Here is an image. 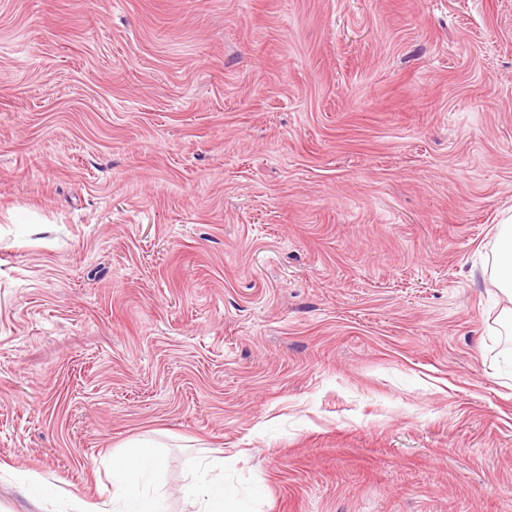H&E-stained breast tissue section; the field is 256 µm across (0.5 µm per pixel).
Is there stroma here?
Masks as SVG:
<instances>
[{
	"label": "stroma",
	"instance_id": "35a3bbf8",
	"mask_svg": "<svg viewBox=\"0 0 512 512\" xmlns=\"http://www.w3.org/2000/svg\"><path fill=\"white\" fill-rule=\"evenodd\" d=\"M511 212L512 0H0V512H512ZM491 282L507 304L512 305V214L504 217L499 225ZM133 448L120 455L112 466V504L121 503L119 508H111L106 501L95 502L73 499L75 512H167L162 500L150 494L149 488L157 477L161 458L155 446L147 441H136ZM199 499V498H198ZM198 512H223L224 508V483L209 480L205 483Z\"/></svg>",
	"mask_w": 512,
	"mask_h": 512
}]
</instances>
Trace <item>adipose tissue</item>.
Listing matches in <instances>:
<instances>
[{
  "label": "adipose tissue",
  "instance_id": "ef3b65f1",
  "mask_svg": "<svg viewBox=\"0 0 512 512\" xmlns=\"http://www.w3.org/2000/svg\"><path fill=\"white\" fill-rule=\"evenodd\" d=\"M491 282L506 300L505 314L512 318V215L504 217L496 239V257ZM161 458L153 444L134 442L112 466V499L95 502L75 500L74 512H167L149 488L157 477Z\"/></svg>",
  "mask_w": 512,
  "mask_h": 512
}]
</instances>
